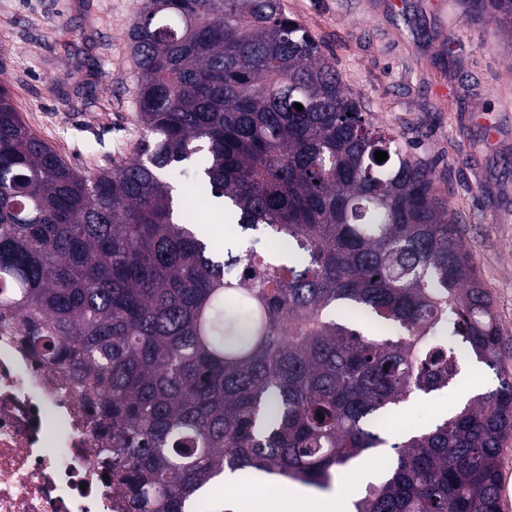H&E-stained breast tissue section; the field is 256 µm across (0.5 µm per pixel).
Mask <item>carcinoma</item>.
<instances>
[{
	"label": "carcinoma",
	"instance_id": "carcinoma-1",
	"mask_svg": "<svg viewBox=\"0 0 512 512\" xmlns=\"http://www.w3.org/2000/svg\"><path fill=\"white\" fill-rule=\"evenodd\" d=\"M145 2L133 158L68 163L0 83V325L70 376L113 493L192 512L226 471L325 488L386 448L356 512H500L512 352L433 167L280 0ZM464 4L512 33V0ZM189 165L237 218L220 256L167 179ZM468 359L498 386L389 442Z\"/></svg>",
	"mask_w": 512,
	"mask_h": 512
}]
</instances>
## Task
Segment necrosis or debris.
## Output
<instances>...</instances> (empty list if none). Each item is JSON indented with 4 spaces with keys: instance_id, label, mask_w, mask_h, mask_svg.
<instances>
[{
    "instance_id": "1",
    "label": "necrosis or debris",
    "mask_w": 512,
    "mask_h": 512,
    "mask_svg": "<svg viewBox=\"0 0 512 512\" xmlns=\"http://www.w3.org/2000/svg\"><path fill=\"white\" fill-rule=\"evenodd\" d=\"M85 407L62 370L0 329V512H125Z\"/></svg>"
}]
</instances>
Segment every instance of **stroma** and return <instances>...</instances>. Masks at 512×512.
I'll return each instance as SVG.
<instances>
[{
  "label": "stroma",
  "mask_w": 512,
  "mask_h": 512,
  "mask_svg": "<svg viewBox=\"0 0 512 512\" xmlns=\"http://www.w3.org/2000/svg\"><path fill=\"white\" fill-rule=\"evenodd\" d=\"M335 64L374 127L433 166L462 220L512 347V37L468 19L462 0H282ZM144 0H0V72L32 132L86 170L133 155L136 75L127 32ZM494 370L398 406L389 438L433 424Z\"/></svg>",
  "instance_id": "stroma-1"
}]
</instances>
